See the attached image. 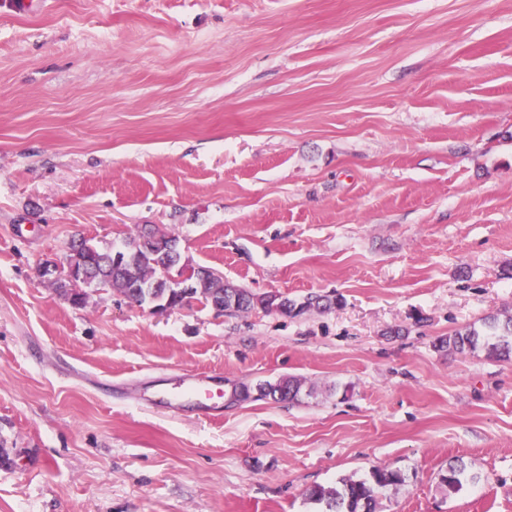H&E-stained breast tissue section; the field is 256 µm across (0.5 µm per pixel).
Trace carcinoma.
Listing matches in <instances>:
<instances>
[{"label": "carcinoma", "mask_w": 512, "mask_h": 512, "mask_svg": "<svg viewBox=\"0 0 512 512\" xmlns=\"http://www.w3.org/2000/svg\"><path fill=\"white\" fill-rule=\"evenodd\" d=\"M174 246H178V238L158 229L142 232L119 250L103 249L92 240L81 237L71 241L66 263L84 272L90 283L110 288L139 305L149 304L161 296L175 306H182L190 297L220 312H247L256 307L269 310L270 296H257L201 266L198 267L193 295L187 296L178 288L168 287V274L177 266V261L168 253ZM276 302L280 303V314L298 316L311 309L329 310L338 304V299L318 295L301 303L286 297H280ZM485 328V332L472 327L461 328L441 338L439 348L462 353L482 346L495 355L512 352V314L503 320L489 317ZM301 386V381L295 377H282L259 387V397L293 403L299 400ZM402 481L403 475L399 471L377 467L368 478H343L336 486L327 488L317 485L310 489L309 497L324 503L325 512H378L382 489ZM466 481L465 468L451 464L441 475L440 485L446 494L452 495L459 492Z\"/></svg>", "instance_id": "cac0c4a2"}]
</instances>
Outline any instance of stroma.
Instances as JSON below:
<instances>
[{
    "label": "stroma",
    "mask_w": 512,
    "mask_h": 512,
    "mask_svg": "<svg viewBox=\"0 0 512 512\" xmlns=\"http://www.w3.org/2000/svg\"><path fill=\"white\" fill-rule=\"evenodd\" d=\"M299 316L42 277L141 229ZM512 0H0V512H512ZM208 373L301 400L145 405ZM460 460L473 482L443 497ZM485 328L489 333L472 327L461 328L439 340V348L462 353L482 346L490 354L502 355L512 352V314L501 321L497 316L488 318ZM302 383L295 377H282L276 382H267L259 387V398H269L277 402L293 403L299 400ZM403 481V475L387 467L372 470L370 478L341 479L335 487L314 486L309 497L325 504L322 512H378L382 489L397 485Z\"/></svg>",
    "instance_id": "obj_1"
}]
</instances>
